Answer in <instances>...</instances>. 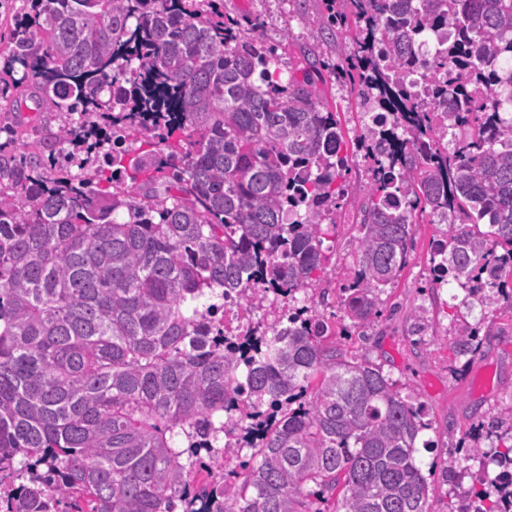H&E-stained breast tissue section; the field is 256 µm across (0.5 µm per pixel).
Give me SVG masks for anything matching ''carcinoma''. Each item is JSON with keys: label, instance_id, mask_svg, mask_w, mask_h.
I'll use <instances>...</instances> for the list:
<instances>
[{"label": "carcinoma", "instance_id": "cac0c4a2", "mask_svg": "<svg viewBox=\"0 0 512 512\" xmlns=\"http://www.w3.org/2000/svg\"><path fill=\"white\" fill-rule=\"evenodd\" d=\"M325 9L322 28H355L353 47L339 63L308 54L356 91L371 175L342 318L368 340L419 216L463 225L435 245L430 289L511 303L512 0ZM264 27L215 0H25L10 32L22 76L0 70V100L24 87L37 111L81 118L0 150V512H432L424 404L347 355L315 301L268 334L207 335L224 308L208 295L249 307L307 291L347 191L337 112L283 71ZM419 64L452 102L441 120L405 83ZM131 138L155 147L132 165ZM92 153L104 167L79 162ZM453 336L456 356L479 352L478 325ZM217 423L242 428L245 453L192 487L206 461L179 438ZM479 427L445 475L482 438L512 469V406ZM478 482L482 512H512V488Z\"/></svg>", "mask_w": 512, "mask_h": 512}]
</instances>
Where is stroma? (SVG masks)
<instances>
[{
    "instance_id": "35a3bbf8",
    "label": "stroma",
    "mask_w": 512,
    "mask_h": 512,
    "mask_svg": "<svg viewBox=\"0 0 512 512\" xmlns=\"http://www.w3.org/2000/svg\"><path fill=\"white\" fill-rule=\"evenodd\" d=\"M220 4L226 15L264 19L267 37L281 44L283 68H301L302 46L317 40L321 0H220ZM315 86L319 96L335 106L347 137H354L360 124L354 93L326 72L316 75ZM349 166V187L340 202L328 259L309 290L313 297L324 288L332 292L342 288L356 263L360 209L370 174L361 153H350ZM449 231L446 224L416 226L407 264L394 287L381 296L384 314L369 328V341L360 342L345 321L336 323L344 331L346 350L366 349L386 374L424 402L431 428L423 436L437 443L433 451L421 454L427 473L447 458L453 442L469 436L482 417L512 405V304L503 301L485 313L477 307L467 311L454 308L451 288L437 289L428 297L419 291L432 277L433 246L447 239ZM420 305L427 314L424 342L417 347L412 343L409 315ZM459 317L479 324L483 340L481 352L464 363L455 356L451 334Z\"/></svg>"
}]
</instances>
